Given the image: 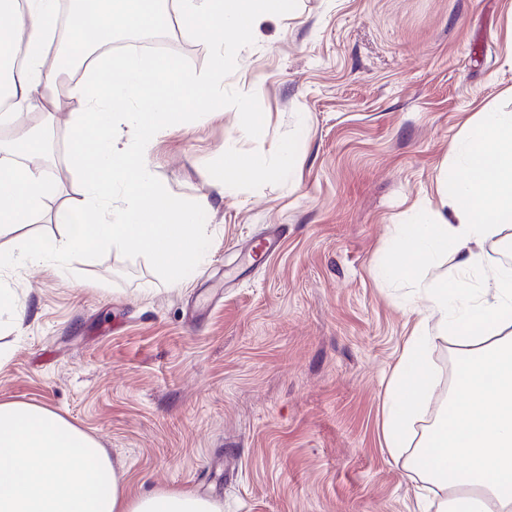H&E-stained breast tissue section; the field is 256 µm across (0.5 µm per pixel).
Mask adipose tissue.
<instances>
[{
	"mask_svg": "<svg viewBox=\"0 0 512 512\" xmlns=\"http://www.w3.org/2000/svg\"><path fill=\"white\" fill-rule=\"evenodd\" d=\"M59 0H0V76L12 119L47 109L57 83L48 65ZM22 65H15V57ZM455 161L438 183L443 208L406 225L387 269L416 279L442 253L464 269H488L479 287L439 279L426 283L440 329L460 348L446 415L411 458L427 483L447 490L441 512H512V266L491 257L484 242L512 224V112H484L454 147ZM35 154L0 157V226L29 222L48 196ZM430 339L415 329L392 376L383 438L392 453L406 445L413 412L430 387ZM0 512H220L189 493L131 495L102 445L52 409L0 403Z\"/></svg>",
	"mask_w": 512,
	"mask_h": 512,
	"instance_id": "adipose-tissue-1",
	"label": "adipose tissue"
}]
</instances>
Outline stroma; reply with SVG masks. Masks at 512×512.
Returning a JSON list of instances; mask_svg holds the SVG:
<instances>
[{"label": "stroma", "mask_w": 512, "mask_h": 512, "mask_svg": "<svg viewBox=\"0 0 512 512\" xmlns=\"http://www.w3.org/2000/svg\"><path fill=\"white\" fill-rule=\"evenodd\" d=\"M228 88L256 94L265 126L235 108L170 126L145 163L167 190L210 206L211 244L190 283L110 250L69 269L0 273L23 321L0 312V402L48 406L96 438L131 493L180 489L222 512H418L411 448L445 409L457 346L428 350L433 386L397 456L381 435L389 381L428 295L385 276L400 225L439 208L438 178L465 123L512 110V0H298L253 27ZM57 109L0 123L9 143L70 131ZM256 178L236 182L238 161ZM36 223L83 188L52 147ZM267 261L250 258L270 225Z\"/></svg>", "instance_id": "35a3bbf8"}]
</instances>
